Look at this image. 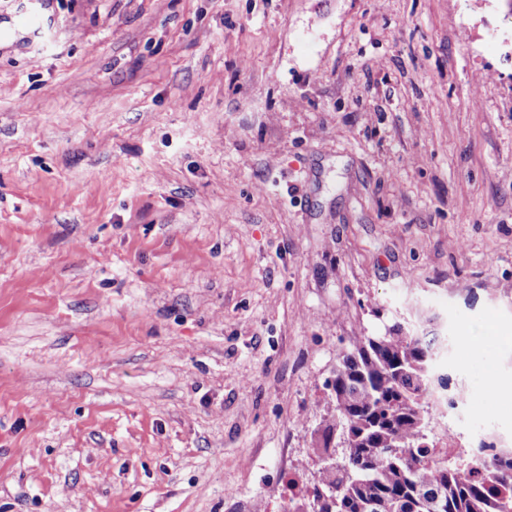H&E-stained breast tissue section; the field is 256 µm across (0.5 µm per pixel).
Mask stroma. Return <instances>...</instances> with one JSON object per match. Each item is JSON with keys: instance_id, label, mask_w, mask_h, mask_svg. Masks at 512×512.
<instances>
[{"instance_id": "35a3bbf8", "label": "stroma", "mask_w": 512, "mask_h": 512, "mask_svg": "<svg viewBox=\"0 0 512 512\" xmlns=\"http://www.w3.org/2000/svg\"><path fill=\"white\" fill-rule=\"evenodd\" d=\"M0 41V512H277L349 339L512 448V0H46Z\"/></svg>"}]
</instances>
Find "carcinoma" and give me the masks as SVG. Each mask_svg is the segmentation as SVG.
Segmentation results:
<instances>
[{
	"label": "carcinoma",
	"mask_w": 512,
	"mask_h": 512,
	"mask_svg": "<svg viewBox=\"0 0 512 512\" xmlns=\"http://www.w3.org/2000/svg\"><path fill=\"white\" fill-rule=\"evenodd\" d=\"M433 341L397 322L381 336H352L327 384L332 412L311 449L316 460L344 442L345 462L309 492L319 512H512V448L482 444L435 462L421 446L432 385Z\"/></svg>",
	"instance_id": "carcinoma-1"
}]
</instances>
